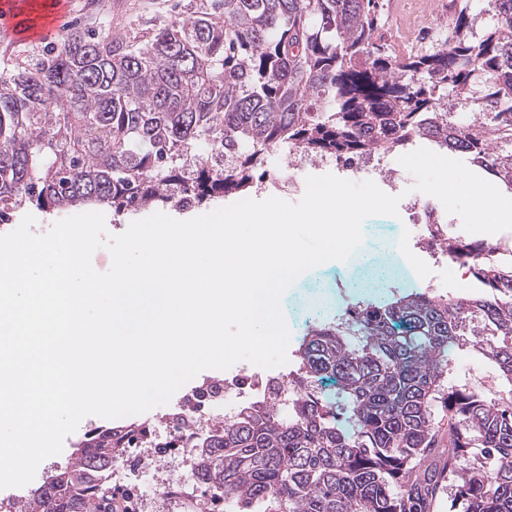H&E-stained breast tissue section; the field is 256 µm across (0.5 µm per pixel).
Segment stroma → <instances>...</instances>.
<instances>
[{"mask_svg": "<svg viewBox=\"0 0 512 512\" xmlns=\"http://www.w3.org/2000/svg\"><path fill=\"white\" fill-rule=\"evenodd\" d=\"M178 0H68L65 28L104 21L112 36L129 33L131 27H150L174 14ZM407 210L398 216L374 215L362 224L361 244L343 260L324 262L301 274L283 293L280 306L289 331L302 335L303 309L310 288L327 283L345 288L351 301L384 302L393 291L424 285L434 280L439 291L461 293L472 280L461 279L452 263L423 266L406 238Z\"/></svg>", "mask_w": 512, "mask_h": 512, "instance_id": "stroma-1", "label": "stroma"}]
</instances>
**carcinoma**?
<instances>
[{
	"mask_svg": "<svg viewBox=\"0 0 512 512\" xmlns=\"http://www.w3.org/2000/svg\"><path fill=\"white\" fill-rule=\"evenodd\" d=\"M377 4L187 0L149 32L69 30L4 64L0 224L25 207H206L252 190L285 144L351 163L425 139L512 192V0H490L500 25L480 37L459 0L444 45L407 56L378 35ZM448 87L471 120L451 116ZM473 278L464 295L396 293L315 327L288 415L271 400L230 416L198 481L228 512H512V403L458 384L453 359L467 350L512 385V284L482 263ZM133 435L79 445L16 512H111L102 477Z\"/></svg>",
	"mask_w": 512,
	"mask_h": 512,
	"instance_id": "carcinoma-1",
	"label": "carcinoma"
}]
</instances>
